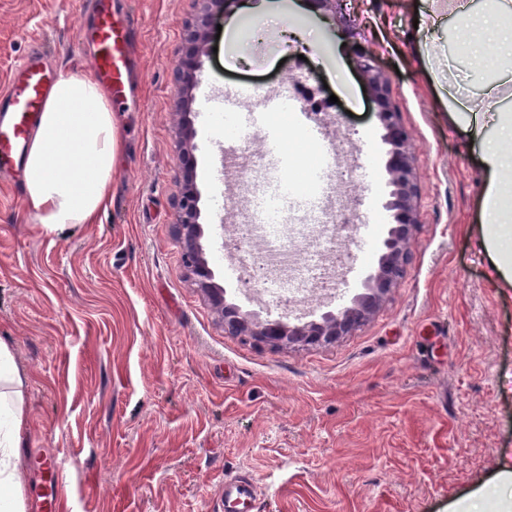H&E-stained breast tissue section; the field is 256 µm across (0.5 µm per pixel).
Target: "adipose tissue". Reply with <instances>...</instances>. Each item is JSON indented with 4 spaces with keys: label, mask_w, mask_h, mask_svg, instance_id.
I'll use <instances>...</instances> for the list:
<instances>
[{
    "label": "adipose tissue",
    "mask_w": 512,
    "mask_h": 512,
    "mask_svg": "<svg viewBox=\"0 0 512 512\" xmlns=\"http://www.w3.org/2000/svg\"><path fill=\"white\" fill-rule=\"evenodd\" d=\"M448 11L466 35L459 53H483L494 65L476 75V93L461 94L450 83L443 91L448 116L469 134L483 171L478 243L497 276L512 285V0H484L478 10L453 0ZM123 148L109 88L76 73L61 75L28 139V212L52 232L98 223L112 202V169ZM26 385L0 340V512H26L20 452Z\"/></svg>",
    "instance_id": "ef3b65f1"
}]
</instances>
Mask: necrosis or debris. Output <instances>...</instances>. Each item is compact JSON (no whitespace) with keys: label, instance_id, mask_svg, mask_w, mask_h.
I'll use <instances>...</instances> for the list:
<instances>
[{"label":"necrosis or debris","instance_id":"1","mask_svg":"<svg viewBox=\"0 0 512 512\" xmlns=\"http://www.w3.org/2000/svg\"><path fill=\"white\" fill-rule=\"evenodd\" d=\"M214 125L226 140L238 142L240 182L260 191L263 199L237 225L234 240L224 244L225 251L238 256L226 262L228 276L285 313L321 296L338 300L341 258L336 234L342 225V203L333 183L344 168L337 155L319 157L308 172L284 169L265 191L255 177L252 137L240 127L236 113H215ZM255 242L263 248L254 254L248 247Z\"/></svg>","mask_w":512,"mask_h":512}]
</instances>
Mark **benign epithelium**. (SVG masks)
<instances>
[{
    "label": "benign epithelium",
    "mask_w": 512,
    "mask_h": 512,
    "mask_svg": "<svg viewBox=\"0 0 512 512\" xmlns=\"http://www.w3.org/2000/svg\"><path fill=\"white\" fill-rule=\"evenodd\" d=\"M197 11L187 21L188 46L176 49L179 65L175 78L182 92L181 107L189 110L191 92L198 84L200 57L208 40L207 20L213 7H229L237 0H193ZM343 0H310L314 7L341 26L354 30L355 20L342 13ZM349 50L378 108L389 145L388 174L391 190L384 208L392 224L382 240L377 265L371 270L364 291L341 309L322 314L320 320L290 325L249 315L224 303L223 290L215 284V271L202 257L203 225L200 224V193L189 180L178 182L174 233L181 246L185 276L206 294L224 333L251 339L271 349L332 344L365 325L377 312L391 289L403 278L409 262L408 242L419 224L416 209L417 184L410 151V134L399 118L391 98V79L381 71L368 46L352 40Z\"/></svg>",
    "instance_id": "7a95c632"
}]
</instances>
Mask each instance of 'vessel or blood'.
<instances>
[{"label":"vessel or blood","mask_w":512,"mask_h":512,"mask_svg":"<svg viewBox=\"0 0 512 512\" xmlns=\"http://www.w3.org/2000/svg\"><path fill=\"white\" fill-rule=\"evenodd\" d=\"M94 22L86 35L92 51L88 66L92 77L120 94L128 67L126 29L112 15L110 0H91ZM58 78L57 71L43 66L39 50H32L13 70L5 91L0 92V168L21 165L30 131L40 119L42 104ZM44 492L36 512H56L64 463L55 455L37 457ZM257 485L239 476L224 479L223 512H253Z\"/></svg>","instance_id":"1"}]
</instances>
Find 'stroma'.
<instances>
[{
    "mask_svg": "<svg viewBox=\"0 0 512 512\" xmlns=\"http://www.w3.org/2000/svg\"><path fill=\"white\" fill-rule=\"evenodd\" d=\"M295 2L309 21L301 55L269 15L262 37L216 40L202 58L189 120L205 252L236 222L218 199L251 202L212 115L243 86L286 88L304 115L328 113L324 144L348 160L339 190L361 221L336 246L354 295L388 222L384 128L347 34ZM349 6L411 134L419 224L397 288L335 344L274 350L224 334L182 272L174 75L192 0H112L134 26L112 105L125 149L99 223L47 232L25 209L19 169L0 171V340L27 378V503L40 491L35 456L51 452L66 465L60 512H220L225 474L244 472L259 512H455L512 479V287L478 244V153L439 99L456 32L414 28L422 0ZM91 22L81 0H0V88L37 38L50 67L87 75ZM327 44L337 67L321 60Z\"/></svg>",
    "mask_w": 512,
    "mask_h": 512,
    "instance_id": "1",
    "label": "stroma"
}]
</instances>
